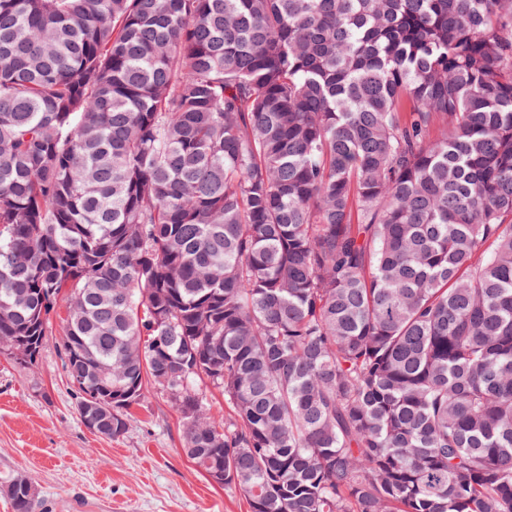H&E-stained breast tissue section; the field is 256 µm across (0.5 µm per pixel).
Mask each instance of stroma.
<instances>
[{
	"instance_id": "1",
	"label": "stroma",
	"mask_w": 512,
	"mask_h": 512,
	"mask_svg": "<svg viewBox=\"0 0 512 512\" xmlns=\"http://www.w3.org/2000/svg\"><path fill=\"white\" fill-rule=\"evenodd\" d=\"M61 341L56 318L36 365L0 354V512H13L16 478L31 482L43 512H250L238 487L214 484L184 455L180 415L158 389L146 387L124 435L86 429Z\"/></svg>"
}]
</instances>
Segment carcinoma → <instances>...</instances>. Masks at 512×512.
Here are the masks:
<instances>
[{
    "label": "carcinoma",
    "instance_id": "1",
    "mask_svg": "<svg viewBox=\"0 0 512 512\" xmlns=\"http://www.w3.org/2000/svg\"><path fill=\"white\" fill-rule=\"evenodd\" d=\"M63 303L251 512H512V0H0V338Z\"/></svg>",
    "mask_w": 512,
    "mask_h": 512
}]
</instances>
